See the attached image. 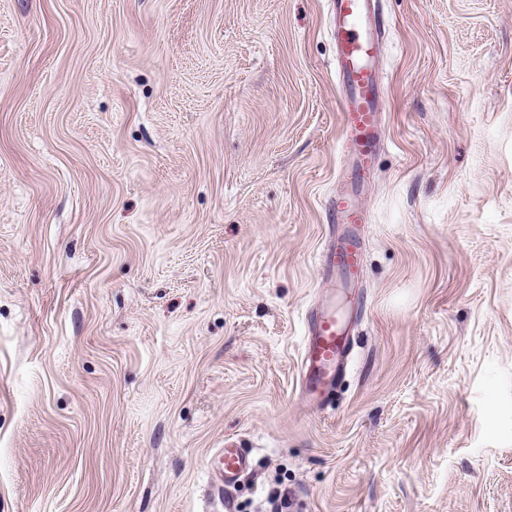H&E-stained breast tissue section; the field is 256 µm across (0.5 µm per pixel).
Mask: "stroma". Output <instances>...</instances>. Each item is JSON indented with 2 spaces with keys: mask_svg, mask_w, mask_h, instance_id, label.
Masks as SVG:
<instances>
[{
  "mask_svg": "<svg viewBox=\"0 0 512 512\" xmlns=\"http://www.w3.org/2000/svg\"><path fill=\"white\" fill-rule=\"evenodd\" d=\"M334 402L330 0H0V512H512V0H381ZM250 475L218 490L225 441ZM360 305L345 316L336 298L322 301L306 317L300 358L299 391L312 409L332 403L354 350Z\"/></svg>",
  "mask_w": 512,
  "mask_h": 512,
  "instance_id": "1",
  "label": "stroma"
}]
</instances>
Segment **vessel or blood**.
<instances>
[{
    "mask_svg": "<svg viewBox=\"0 0 512 512\" xmlns=\"http://www.w3.org/2000/svg\"><path fill=\"white\" fill-rule=\"evenodd\" d=\"M378 0H331V38L336 48L337 85L345 134V156L354 162L352 179L361 182L374 170L382 147L381 27ZM327 232L321 254L323 272L343 286L364 277L362 239L340 234L342 226L367 223L368 211L351 194L331 196L326 204ZM360 310L342 314L335 300L313 308L306 317L300 358L299 391L303 402L319 409L332 403L354 350ZM219 487H232L253 468L248 449L227 443L219 450Z\"/></svg>",
    "mask_w": 512,
    "mask_h": 512,
    "instance_id": "b4317fda",
    "label": "vessel or blood"
}]
</instances>
